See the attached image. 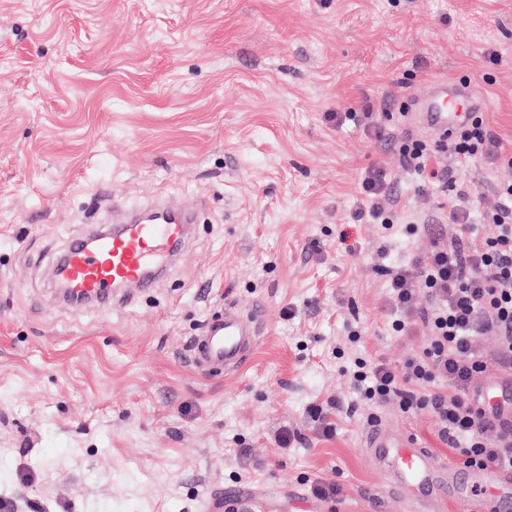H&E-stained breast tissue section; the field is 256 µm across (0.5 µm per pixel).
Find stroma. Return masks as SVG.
Masks as SVG:
<instances>
[{
    "label": "stroma",
    "mask_w": 512,
    "mask_h": 512,
    "mask_svg": "<svg viewBox=\"0 0 512 512\" xmlns=\"http://www.w3.org/2000/svg\"><path fill=\"white\" fill-rule=\"evenodd\" d=\"M443 79L485 99L512 149V0H0V502L399 512L368 454L375 421L454 463L428 414L348 411L344 371L428 341L390 333L380 268L454 241L443 193L416 192L398 146L427 137L400 108ZM352 109L387 138L326 118ZM433 166L476 188L480 210L512 180L486 160ZM371 167L398 196L389 230L353 217ZM114 198L208 208L150 290L72 309L54 257ZM257 301L245 363L196 370L208 320ZM334 401L326 438L309 412ZM318 483L339 495L314 498Z\"/></svg>",
    "instance_id": "stroma-1"
}]
</instances>
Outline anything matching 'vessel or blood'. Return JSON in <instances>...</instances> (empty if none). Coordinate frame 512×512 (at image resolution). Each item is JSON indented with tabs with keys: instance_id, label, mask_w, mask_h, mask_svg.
Wrapping results in <instances>:
<instances>
[{
	"instance_id": "vessel-or-blood-1",
	"label": "vessel or blood",
	"mask_w": 512,
	"mask_h": 512,
	"mask_svg": "<svg viewBox=\"0 0 512 512\" xmlns=\"http://www.w3.org/2000/svg\"><path fill=\"white\" fill-rule=\"evenodd\" d=\"M413 119L417 125L439 137L452 136L474 112L485 106L469 86L439 81L415 99ZM152 222L129 216L112 230L95 233L94 244L80 241L61 257V275L72 297L83 301L108 302L112 306L130 303L132 288L142 286L145 272L162 267L173 246L187 234L189 214L175 209L153 212ZM253 321L238 309L225 307L214 316L191 346L192 364L200 370L215 367L235 369L247 359L254 346ZM512 398V366H503L498 376L477 393L478 407ZM370 450L375 461L396 474L392 490L397 500L417 512L430 503L460 499L464 512H512V470L488 464L480 468L481 482L470 491L449 486L455 467L437 462L408 433L391 438L374 431Z\"/></svg>"
}]
</instances>
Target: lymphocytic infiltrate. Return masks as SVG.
I'll return each instance as SVG.
<instances>
[{
	"instance_id": "lymphocytic-infiltrate-1",
	"label": "lymphocytic infiltrate",
	"mask_w": 512,
	"mask_h": 512,
	"mask_svg": "<svg viewBox=\"0 0 512 512\" xmlns=\"http://www.w3.org/2000/svg\"><path fill=\"white\" fill-rule=\"evenodd\" d=\"M454 156L459 166L487 158L512 168V152L476 116L468 128L448 141L429 148L420 139H405L400 155L416 178L419 193L448 182L447 173L431 168L435 152ZM357 221L393 226V187L386 173L368 169L361 182ZM498 202L478 213L467 186H459L448 200V218L456 227L451 246H436L427 254L382 267L388 301L394 313L391 329L407 333L421 321L430 336L426 347L402 365L377 359L355 358L353 395L357 403L379 404L397 400L402 411L426 413L435 421L438 436L464 467L488 463L512 469V433L501 430L498 416L512 412L503 402L492 413L477 409L470 393L475 377L487 367L475 342L479 336H497L496 361L512 362V182L497 188ZM493 224V236L476 239L475 221ZM427 295L428 306L418 298Z\"/></svg>"
}]
</instances>
